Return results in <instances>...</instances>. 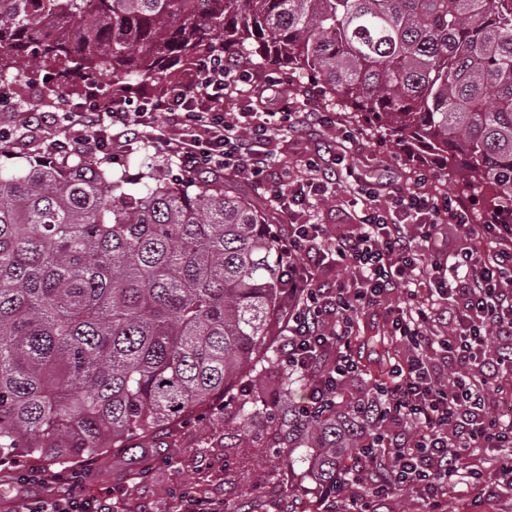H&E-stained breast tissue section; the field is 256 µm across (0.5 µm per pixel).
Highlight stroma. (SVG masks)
I'll return each instance as SVG.
<instances>
[{
    "instance_id": "stroma-1",
    "label": "stroma",
    "mask_w": 512,
    "mask_h": 512,
    "mask_svg": "<svg viewBox=\"0 0 512 512\" xmlns=\"http://www.w3.org/2000/svg\"><path fill=\"white\" fill-rule=\"evenodd\" d=\"M256 74L255 83L244 86L241 92L226 91L225 112L250 110L265 112L273 107L274 91L266 83L271 72L263 59H256L251 66ZM288 97L299 112H330L336 117V128H321L306 136L292 129L275 132L268 147L277 168L287 170L290 177L305 180L307 172L303 159L307 153L320 152L325 158L343 155L347 164L356 169V177L341 176L335 193L327 201L315 204L307 218L311 223L323 225L328 230L344 227L353 230L356 214L348 201L357 190V179L396 185L407 190H417L433 196H453L469 210L475 224L487 223L484 207L478 203L473 191L462 188L453 170L440 159H417L406 155L398 141L386 135L384 129L374 125L361 126L354 141H343L339 131L352 127L348 111L327 102L315 93L307 75L294 73L288 79ZM112 169L122 176L123 188L135 192L142 188L146 174L152 173L164 180H172L179 169L169 158L154 149H137L122 156ZM429 170L431 178L422 183L420 170ZM360 327L367 338L356 341L354 351L362 364L360 376L347 381L338 397L341 406H349L358 399L370 395L376 382V374L384 356H404L406 347L388 336L381 318L367 316ZM373 336L384 337L385 347L370 344ZM158 447L164 461L151 477L138 479L143 454L125 457H109L107 462H94L83 477L84 493L88 496L121 497L129 512H165L175 492L203 493L216 504L233 503L241 512H266L271 502L291 504L295 512H351L349 498L339 500L335 509H328L321 500L322 488L314 482H301L298 474L302 463H295L293 472H281L277 482L266 484L264 489L253 491L274 460L272 452L251 451L241 457L235 472L225 470L224 412L203 419H191L176 426L173 434H159L152 441ZM502 449L482 448L473 458L483 466L484 483L474 486L468 479L456 477L448 484L446 512H512V493L496 495L495 489L502 481L499 464ZM21 472L35 471L41 474L42 483L12 484L11 496L0 512H22L30 502L48 495L55 489L54 471L36 459L25 458L20 462Z\"/></svg>"
}]
</instances>
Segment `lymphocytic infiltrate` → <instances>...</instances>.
<instances>
[{
  "mask_svg": "<svg viewBox=\"0 0 512 512\" xmlns=\"http://www.w3.org/2000/svg\"><path fill=\"white\" fill-rule=\"evenodd\" d=\"M253 78L246 67L217 53L202 60L186 84L161 95L150 94L142 83L125 84L106 100L97 85H89L79 104V128L71 138L50 143L48 152L68 156L91 144L108 156L118 135L128 145L160 148L188 177L242 173L266 191L275 210L289 218L280 227L288 283L284 362L308 381L312 405L336 400L344 382L359 374L349 338L370 311L383 308L390 335L409 352L404 361L387 362L376 397L367 401L385 432L343 460L342 485L371 488L354 497L355 512H375V498L409 487L423 489L430 507H437L453 477L480 479L468 465L474 449L512 447V417L490 413L484 398L486 389L512 375V291L502 286L512 276V226L471 223L452 197L400 188L393 189L394 209L386 212L377 205L381 185L364 182L351 200L358 209L355 232L328 238L322 225L303 220L302 211L325 200L336 168L312 154L304 161L309 177L301 183L275 169L271 153L258 145L282 124L325 128L335 118L288 109L226 117L224 90ZM101 102L106 110H98ZM165 123L180 126L181 137L160 139ZM447 223L463 228L466 247L427 260L426 244ZM484 240L497 243L493 257L478 251L477 242ZM331 254L350 269L352 287L334 290L317 283L314 271ZM396 291L404 294L403 304L387 305ZM442 309L448 313V337L440 346L454 375L448 388L438 385L425 356L435 344L427 329ZM491 338L504 351L490 363L485 351ZM80 474V468L70 469L59 478L57 494L24 512H120L111 498L86 497Z\"/></svg>",
  "mask_w": 512,
  "mask_h": 512,
  "instance_id": "1",
  "label": "lymphocytic infiltrate"
}]
</instances>
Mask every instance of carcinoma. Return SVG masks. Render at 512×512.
Returning <instances> with one entry per match:
<instances>
[{
    "label": "carcinoma",
    "mask_w": 512,
    "mask_h": 512,
    "mask_svg": "<svg viewBox=\"0 0 512 512\" xmlns=\"http://www.w3.org/2000/svg\"><path fill=\"white\" fill-rule=\"evenodd\" d=\"M224 52L276 57L365 123L455 164L512 225V0H0V82L35 66L49 96L88 71L156 81ZM0 172V457L49 467L134 450L213 403L235 408L226 448H273L270 478L309 449L334 483L373 426L329 404L283 409L304 379L268 337L283 308L265 211L222 183L136 194L92 152ZM265 424L251 429L259 417Z\"/></svg>",
    "instance_id": "1"
}]
</instances>
